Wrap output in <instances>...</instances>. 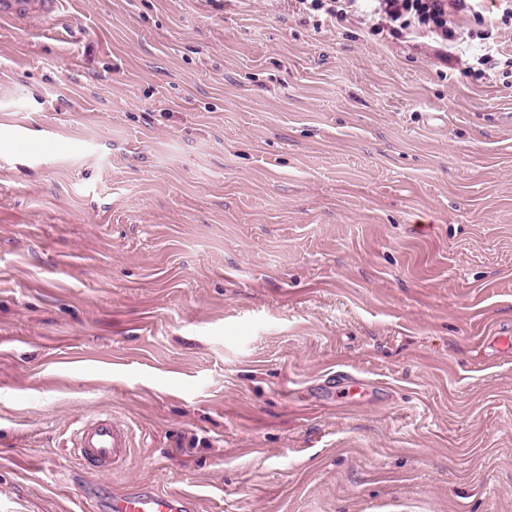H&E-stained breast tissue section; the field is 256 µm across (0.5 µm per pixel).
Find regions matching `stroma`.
I'll return each mask as SVG.
<instances>
[{"mask_svg": "<svg viewBox=\"0 0 512 512\" xmlns=\"http://www.w3.org/2000/svg\"><path fill=\"white\" fill-rule=\"evenodd\" d=\"M502 336L512 77L297 0L0 26V512H512ZM73 447L78 464L95 461L102 470L110 471L112 464L132 448V432L123 421L112 416L84 420L76 430ZM177 496L146 491L112 497L105 512H190Z\"/></svg>", "mask_w": 512, "mask_h": 512, "instance_id": "35a3bbf8", "label": "stroma"}]
</instances>
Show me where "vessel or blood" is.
Here are the masks:
<instances>
[{"instance_id": "b4317fda", "label": "vessel or blood", "mask_w": 512, "mask_h": 512, "mask_svg": "<svg viewBox=\"0 0 512 512\" xmlns=\"http://www.w3.org/2000/svg\"><path fill=\"white\" fill-rule=\"evenodd\" d=\"M53 0H0V21L9 22L42 16ZM132 446V432L120 420L100 417L82 421L73 440L79 461H94L102 470H111L115 461L127 455ZM106 512H190L181 498L146 491L112 498Z\"/></svg>"}]
</instances>
